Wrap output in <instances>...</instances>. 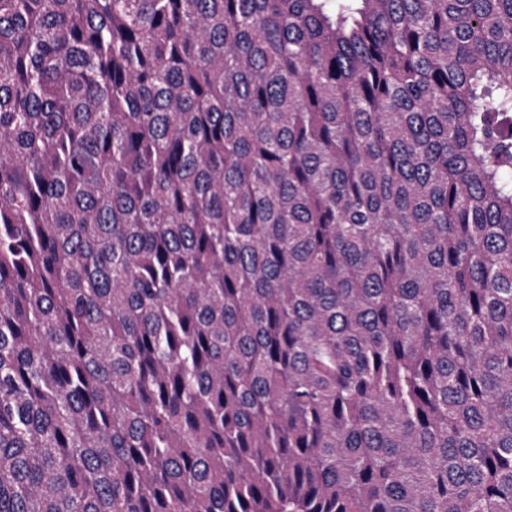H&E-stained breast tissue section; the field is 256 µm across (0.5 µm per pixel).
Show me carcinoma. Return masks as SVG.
<instances>
[{"instance_id":"obj_1","label":"carcinoma","mask_w":512,"mask_h":512,"mask_svg":"<svg viewBox=\"0 0 512 512\" xmlns=\"http://www.w3.org/2000/svg\"><path fill=\"white\" fill-rule=\"evenodd\" d=\"M0 512H512V0H0Z\"/></svg>"}]
</instances>
